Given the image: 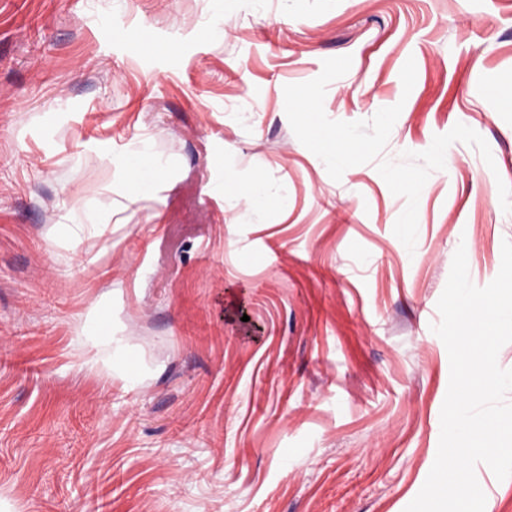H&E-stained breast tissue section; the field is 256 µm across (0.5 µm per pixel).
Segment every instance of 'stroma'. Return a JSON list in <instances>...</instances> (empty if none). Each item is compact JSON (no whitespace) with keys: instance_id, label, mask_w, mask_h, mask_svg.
Returning a JSON list of instances; mask_svg holds the SVG:
<instances>
[{"instance_id":"obj_1","label":"stroma","mask_w":512,"mask_h":512,"mask_svg":"<svg viewBox=\"0 0 512 512\" xmlns=\"http://www.w3.org/2000/svg\"><path fill=\"white\" fill-rule=\"evenodd\" d=\"M506 239L512 0H0V512H404ZM109 330V321L106 317H99L94 325V332L97 335L88 342V351L85 365L98 374L111 377L112 375V328ZM107 335V336H106ZM102 336V337H98Z\"/></svg>"}]
</instances>
